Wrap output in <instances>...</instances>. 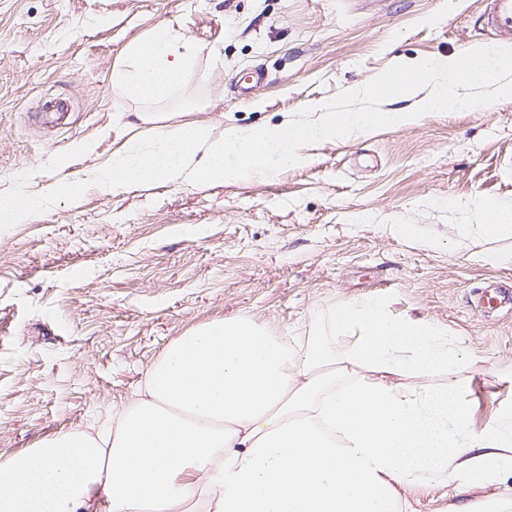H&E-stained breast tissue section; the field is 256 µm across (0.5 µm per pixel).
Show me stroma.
Segmentation results:
<instances>
[{"label":"stroma","mask_w":512,"mask_h":512,"mask_svg":"<svg viewBox=\"0 0 512 512\" xmlns=\"http://www.w3.org/2000/svg\"><path fill=\"white\" fill-rule=\"evenodd\" d=\"M482 0H0V192L29 174L42 194L102 166L160 124L216 132L291 119L392 65L492 46ZM196 50L161 101L112 83L126 46L159 26ZM265 79L238 90L254 71ZM94 149L40 166L78 142ZM304 164L209 186L90 188L0 232V460L108 419L189 330L247 317L308 336L348 304L447 331L464 354L451 376L409 378L426 402L464 381L474 429L512 402V311L479 312L477 291L512 289V261L489 264L477 204H512V98L430 113L407 127L324 141ZM415 226L417 236L402 233ZM407 512H448L489 495L398 486Z\"/></svg>","instance_id":"stroma-1"}]
</instances>
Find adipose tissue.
<instances>
[{"mask_svg": "<svg viewBox=\"0 0 512 512\" xmlns=\"http://www.w3.org/2000/svg\"><path fill=\"white\" fill-rule=\"evenodd\" d=\"M112 80L159 99L192 69L168 29L129 43ZM460 360L434 324L365 300L306 348L247 318L171 343L101 427L0 461V512H398L396 486L503 483L512 404L473 430L451 381L417 406L402 381Z\"/></svg>", "mask_w": 512, "mask_h": 512, "instance_id": "ef3b65f1", "label": "adipose tissue"}]
</instances>
